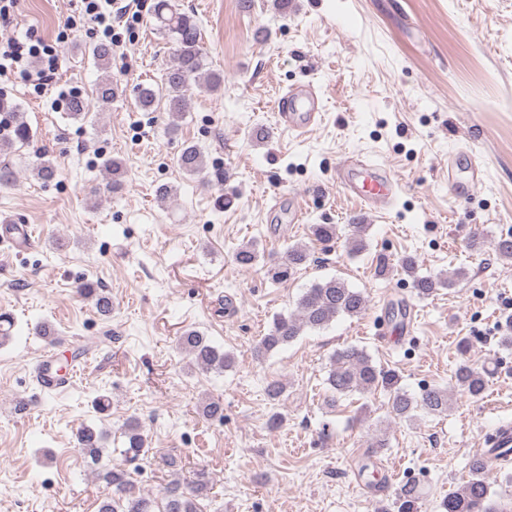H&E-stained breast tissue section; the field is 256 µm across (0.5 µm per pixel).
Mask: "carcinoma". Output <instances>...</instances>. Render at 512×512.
<instances>
[{
  "label": "carcinoma",
  "instance_id": "carcinoma-1",
  "mask_svg": "<svg viewBox=\"0 0 512 512\" xmlns=\"http://www.w3.org/2000/svg\"><path fill=\"white\" fill-rule=\"evenodd\" d=\"M155 18L159 28L167 34L174 45L172 64L167 68L162 83L140 85L136 89V102L140 110L155 112L162 108L168 113L167 131L173 134L178 129L177 121L187 108V93L193 89L208 92L218 90L224 83V74L209 68L202 46L201 29L189 14L179 11L170 0H158ZM91 55L100 69L110 67L112 49L101 43L94 46ZM30 141V131L26 121L18 118L11 127L10 135L0 141V152L12 150L15 146L25 147ZM179 167L189 175H198L205 169V159L195 145L183 147L177 158ZM108 188L115 190L120 185L122 165L119 161L106 158L102 164ZM32 171L41 180L48 181L55 176V167L45 159V153L36 156ZM258 258L255 244L240 247L235 253L238 265L248 268ZM308 258L307 249L302 245L288 248L284 259L269 266L268 275L275 281L289 277ZM402 269L414 276L418 294L425 296L440 286H453L465 277V271L457 269L446 276L431 277L416 275L417 263L414 257L406 256L401 261ZM79 295L94 300L95 308L104 317L112 314V301L109 296L95 288L94 284L84 282L77 287ZM366 308V296L363 292L349 287L344 281L330 277L311 286L299 298L295 312L275 319L268 333L254 347V357L263 359L271 352L280 349L300 336L307 329H320L336 317L357 316ZM179 349L186 353L192 363L205 370L224 372L232 367L234 358L223 349L215 346L211 339L198 330L189 329L179 336ZM456 381L470 396L481 395L487 383V373L467 362L458 365L455 371ZM329 390L338 395L352 392L371 393L377 388L393 391L391 412L400 420L411 418L415 409L421 408L428 413L448 411L450 393L444 389L425 390L417 399L398 387V375L393 371L377 368L371 358L356 348H345L336 352L331 359L328 377ZM125 448L121 455L126 461H133L146 454V438L140 425L130 420L124 430ZM78 448L93 463L100 466L98 476L113 488L112 495L100 505L99 512H154L155 501L136 491L125 469L117 464L100 465L103 457L102 435L94 428L85 426L77 431ZM486 463L476 459L470 467L471 478L448 493L441 502L443 512H507V509L493 506L488 502L489 487L484 477ZM209 491V479L205 471L197 473L191 486L179 481L171 482L164 491L162 512H202L199 499ZM419 491L414 485L403 489L398 512H417Z\"/></svg>",
  "mask_w": 512,
  "mask_h": 512
}]
</instances>
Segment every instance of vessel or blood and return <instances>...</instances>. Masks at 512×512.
Here are the masks:
<instances>
[{
  "instance_id": "vessel-or-blood-1",
  "label": "vessel or blood",
  "mask_w": 512,
  "mask_h": 512,
  "mask_svg": "<svg viewBox=\"0 0 512 512\" xmlns=\"http://www.w3.org/2000/svg\"><path fill=\"white\" fill-rule=\"evenodd\" d=\"M281 126L297 136L313 130L322 117V101L309 84L288 88L278 101ZM336 185L347 196L362 202L367 212L386 211L398 194L399 185L390 179L375 159L350 158L340 163ZM480 454L493 467L512 460V422L499 424L486 439Z\"/></svg>"
}]
</instances>
